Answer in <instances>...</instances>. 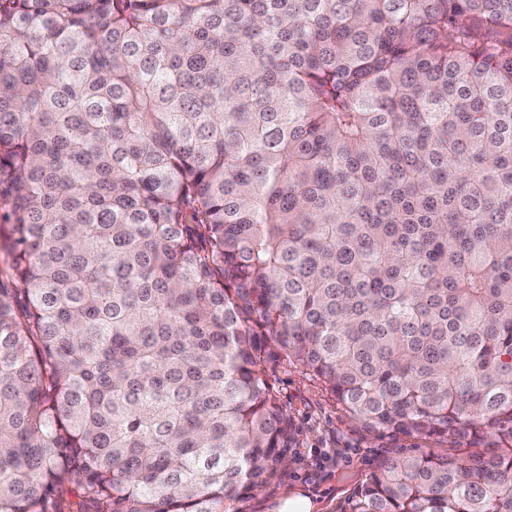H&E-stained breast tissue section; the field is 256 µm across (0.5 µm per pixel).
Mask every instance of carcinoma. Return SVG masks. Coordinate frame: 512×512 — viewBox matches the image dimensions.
<instances>
[{
  "instance_id": "1",
  "label": "carcinoma",
  "mask_w": 512,
  "mask_h": 512,
  "mask_svg": "<svg viewBox=\"0 0 512 512\" xmlns=\"http://www.w3.org/2000/svg\"><path fill=\"white\" fill-rule=\"evenodd\" d=\"M0 199V512H224L282 357L500 442L350 512H512V0H0ZM9 205L0 202V271L8 270L10 262V246L9 240V221H8Z\"/></svg>"
}]
</instances>
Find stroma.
<instances>
[{
  "instance_id": "stroma-1",
  "label": "stroma",
  "mask_w": 512,
  "mask_h": 512,
  "mask_svg": "<svg viewBox=\"0 0 512 512\" xmlns=\"http://www.w3.org/2000/svg\"><path fill=\"white\" fill-rule=\"evenodd\" d=\"M269 381L294 422L298 445L290 449L287 466L274 479L235 502V512H274L278 501L294 488L311 497L320 512H347L355 489L389 459L421 452L490 455L497 451L489 438L451 442L435 436H369L350 422L320 384L285 359L273 364Z\"/></svg>"
}]
</instances>
